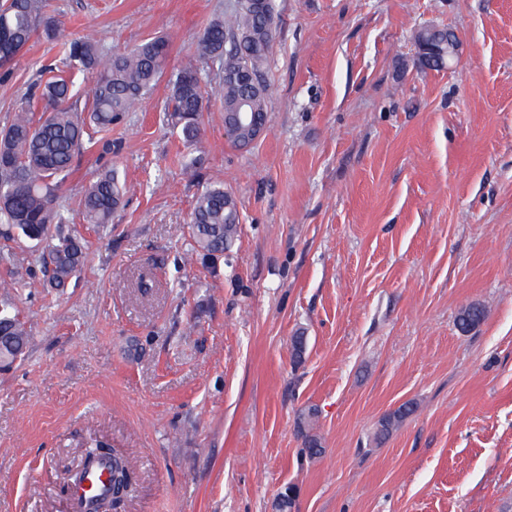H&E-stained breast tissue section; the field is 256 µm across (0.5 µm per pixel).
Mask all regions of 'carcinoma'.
<instances>
[{
    "mask_svg": "<svg viewBox=\"0 0 512 512\" xmlns=\"http://www.w3.org/2000/svg\"><path fill=\"white\" fill-rule=\"evenodd\" d=\"M270 16H274L272 0H238L230 17L212 20L197 43V56L218 60L228 77L207 90L199 70L189 62L169 80L172 116L188 144L197 138L209 93L219 98L226 120L244 100L260 119H267L268 91L262 67L273 43L267 24ZM37 34L48 41L59 34V24L47 13L45 0H0V70L9 68ZM450 39L455 41L457 36L444 28H426L417 35L418 42L443 51ZM64 52L70 68L95 76L87 112H77L70 81L53 75L41 86L38 100L43 115L39 120L32 119L27 102L0 128V224L30 240L48 242L46 287L55 290L65 288L86 259L81 239L50 234L52 225L66 222L57 206L61 184L74 171L78 155L94 143L93 134L112 129L154 88L165 70L168 43L154 37L108 57L95 31L83 30L64 42ZM122 195L116 172L110 167L97 170L80 202L86 222L110 223ZM238 224L236 202L224 185L213 184L198 194L191 216L198 252L206 256L224 253ZM484 318V309L470 304L461 311L459 325L470 330ZM28 340L19 314L1 308L0 362L11 365L25 353Z\"/></svg>",
    "mask_w": 512,
    "mask_h": 512,
    "instance_id": "carcinoma-1",
    "label": "carcinoma"
}]
</instances>
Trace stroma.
Masks as SVG:
<instances>
[{
  "label": "stroma",
  "mask_w": 512,
  "mask_h": 512,
  "mask_svg": "<svg viewBox=\"0 0 512 512\" xmlns=\"http://www.w3.org/2000/svg\"><path fill=\"white\" fill-rule=\"evenodd\" d=\"M47 2L108 54L165 37L168 71L193 60L208 84L220 66L197 41L237 4ZM274 7L260 138L229 141L210 99L184 147L159 81L108 133L111 223L80 211L96 154L64 185L61 230L88 252L67 288L45 287L43 243L0 236V305L30 334L0 370V512H78L67 476L98 442L129 467L121 512H274L289 485L296 512H512V0ZM429 26L456 33V68L418 64ZM47 65L61 45L36 37L0 75V127ZM216 183L240 224L209 258L188 223ZM474 303L485 318L462 331Z\"/></svg>",
  "instance_id": "stroma-1"
}]
</instances>
